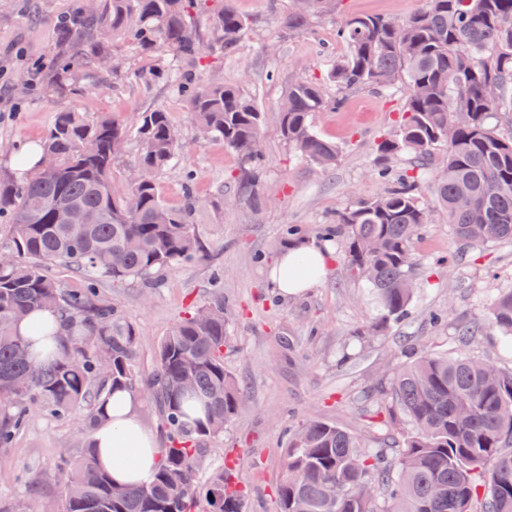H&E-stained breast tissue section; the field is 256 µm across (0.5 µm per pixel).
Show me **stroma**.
I'll return each mask as SVG.
<instances>
[{
	"instance_id": "35a3bbf8",
	"label": "stroma",
	"mask_w": 512,
	"mask_h": 512,
	"mask_svg": "<svg viewBox=\"0 0 512 512\" xmlns=\"http://www.w3.org/2000/svg\"><path fill=\"white\" fill-rule=\"evenodd\" d=\"M82 0H0V177L22 180L23 146L41 141L54 113L75 111L88 118L109 112L124 120L162 108L178 129L182 152L156 176L163 203L181 208L184 173L192 171L199 199L195 222L201 255L156 273L153 288L139 282L103 283L102 299L119 305L136 331L132 369L146 380L155 366L161 339L196 306L214 295L224 298L228 321L224 365L239 380L245 405L223 434L203 441L196 480L207 487L213 475L231 470L247 490L246 512H278L275 489L288 434L308 420L345 428L370 442L382 431L373 417L383 410V388L393 372L416 352H459L454 319L434 324L436 311L454 308L456 316L484 317L493 296L512 289V244L491 245L459 254L446 215L437 206L431 183L444 167L434 160L418 190L431 212L414 244L422 261L411 314L369 338L357 331L375 314L374 298L363 278L344 259V244L327 243L330 255L323 281L305 293L281 299L267 278L284 245L285 229L301 224L316 231L357 198L379 195L384 185L371 172L374 144L388 132L403 106L370 89L349 92L342 105L314 113L312 123L341 146L335 166L302 162L285 143L277 108L298 75L324 78L331 60L345 53L336 25L349 14H374L403 20L423 0H337L300 33L285 32L280 16L288 0H233L250 23L236 52L215 58L199 76H218L254 97L265 113L261 134L263 169L255 188L241 181L240 159L218 139H201L185 100L166 82L144 85L140 71L153 65L125 40L112 54L123 68L110 84L86 81L81 92L58 94L38 86L32 64L49 59L61 17ZM264 205L255 208L252 195ZM455 255L453 266L440 260ZM221 288H213L215 270ZM85 435L80 417L59 420L31 406L27 423L11 447L0 448V502L31 504L57 500L63 487L53 472L82 454Z\"/></svg>"
}]
</instances>
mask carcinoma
<instances>
[{
  "label": "carcinoma",
  "instance_id": "1",
  "mask_svg": "<svg viewBox=\"0 0 512 512\" xmlns=\"http://www.w3.org/2000/svg\"><path fill=\"white\" fill-rule=\"evenodd\" d=\"M335 0L290 4L282 17L290 32L309 28ZM199 0H99L58 25L51 89L75 92L100 73L111 40L123 37L155 68L159 79L188 103L194 122L209 137L238 146L260 140L264 112L256 100L220 79L197 81L195 70L216 55L232 54L248 23L230 0L208 14L209 39L193 30ZM336 38L346 54L333 61L327 83L304 77L288 85L278 108L283 139L295 155L322 168L336 165L340 147L321 136L312 114L341 103L343 93L372 88L398 94L405 104L390 133L380 137L373 174L385 184L371 200L353 201L336 213L322 240L342 238L348 262L374 294L376 315L362 335L371 336L408 317L421 262L414 252L430 212L417 190L435 154L445 151L436 200L448 215L460 247L512 243V0H424V7L394 26L377 15H349ZM142 144L138 164L146 178L119 194L112 167L127 124L114 116L94 120L57 112L41 144L56 168L22 182L0 180V218L9 243L0 248V447L12 444L37 401L60 420L83 413L90 432L103 417L104 397L135 390L132 371L136 332L119 306L96 293L101 281H139L195 256L202 245L194 224L198 199L185 175V203L170 209L159 198L155 173L170 166L181 148L168 112L136 113ZM407 155L398 169L392 159ZM242 181L254 183L263 155L241 156ZM75 205L92 224H59L55 212ZM57 264L73 269L84 288L62 291L50 275ZM165 336L149 390L159 400L171 446L148 485L116 487L84 449L68 470L53 474L63 485L61 512H191L198 449L194 441L219 436L242 406V390L224 367V300L202 305ZM38 311L55 312L66 338L48 362L19 357L15 325ZM512 351V289L493 297L485 318L455 322L459 344L479 341L486 327ZM194 388L181 385L184 375ZM33 376L25 389L16 382ZM390 419L408 420L410 431L389 432L368 448L354 433L311 420L288 437L277 486L278 512H512V371L465 353L426 352L400 367L388 386ZM208 408L205 422L184 421L187 394ZM209 512H243L244 490L216 474L206 490Z\"/></svg>",
  "mask_w": 512,
  "mask_h": 512
}]
</instances>
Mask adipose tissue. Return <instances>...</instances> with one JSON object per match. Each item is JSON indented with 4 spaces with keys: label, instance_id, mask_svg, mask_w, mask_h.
Segmentation results:
<instances>
[{
    "label": "adipose tissue",
    "instance_id": "obj_1",
    "mask_svg": "<svg viewBox=\"0 0 512 512\" xmlns=\"http://www.w3.org/2000/svg\"><path fill=\"white\" fill-rule=\"evenodd\" d=\"M327 268V253L315 241L305 240L282 247L268 278L277 295L285 299L318 285ZM138 404L135 392L112 394L104 404V418L88 439L95 467L119 486L149 483L159 464L156 437L140 422Z\"/></svg>",
    "mask_w": 512,
    "mask_h": 512
}]
</instances>
